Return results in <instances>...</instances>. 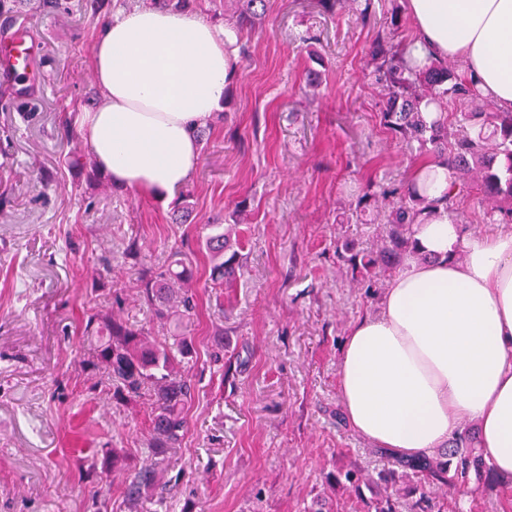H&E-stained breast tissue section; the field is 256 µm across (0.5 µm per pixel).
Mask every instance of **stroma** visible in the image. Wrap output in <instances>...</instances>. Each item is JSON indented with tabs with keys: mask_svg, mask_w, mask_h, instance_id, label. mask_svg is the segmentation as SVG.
<instances>
[{
	"mask_svg": "<svg viewBox=\"0 0 512 512\" xmlns=\"http://www.w3.org/2000/svg\"><path fill=\"white\" fill-rule=\"evenodd\" d=\"M61 3L22 23L41 81L0 100V512H92L97 486L107 512H155L157 493L135 508L125 500L132 465L170 485L169 512H303L325 492L324 473L384 462L337 426L336 371L351 324L379 311L390 278L364 291L334 245L379 241V215L357 198L408 182L416 161L380 122L384 92L367 56L391 14L411 39L405 0H372L367 23L349 9L322 14L314 0H269L262 26L241 34L245 53L186 185L194 212L183 226L170 221L173 204L74 184L60 164L66 110L99 101L90 68L103 23L79 0ZM213 223L243 273L224 290H197L188 432L155 455L145 445L151 398L112 397L83 370L81 320L109 304L162 340L139 270L167 263L184 240L206 267L198 245ZM132 236L137 269L123 258ZM219 337L229 376L209 361ZM111 448L127 467L105 464Z\"/></svg>",
	"mask_w": 512,
	"mask_h": 512,
	"instance_id": "1",
	"label": "stroma"
}]
</instances>
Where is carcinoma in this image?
<instances>
[{
	"instance_id": "1",
	"label": "carcinoma",
	"mask_w": 512,
	"mask_h": 512,
	"mask_svg": "<svg viewBox=\"0 0 512 512\" xmlns=\"http://www.w3.org/2000/svg\"><path fill=\"white\" fill-rule=\"evenodd\" d=\"M213 0H149L147 6L173 7L207 13L217 22L221 15L207 8ZM236 10L224 24L236 32L258 25L264 16L266 0H234ZM58 0H0V16L17 18L34 9L49 12ZM399 22L390 17L388 31L376 33L370 45V65L376 82L383 87L384 102L380 120L397 139L428 154L448 168L452 177L448 194L431 200L426 196L428 181L407 187L398 201L387 193L365 192L359 204L384 210L385 235L380 244L358 250L350 242L336 244V257L355 270L361 287H374L377 274L395 270L415 246L414 226L424 211L443 205L448 218L457 221L461 200L472 192L490 206L488 223L512 224V112L499 110L477 86L460 75L455 65L433 58L414 60L406 55L407 43L395 40ZM434 107L444 117L426 121L423 110ZM58 135L71 146L68 166L79 177L99 183L106 175L97 167H87L76 157L72 127L64 123ZM205 240L209 259L205 287L222 288L236 280L238 253L224 257L229 244L221 224L210 225ZM193 253L177 251L174 260L142 273L140 293L153 315L173 324L174 342L152 341L144 329L112 312L101 309L85 316L83 335L94 338L91 356L80 360L83 368L101 374L100 384L118 395L139 396L152 391L153 416L147 447L162 454L180 445L188 429L185 407L193 396L190 362L196 355L189 324L198 314V296ZM489 470L486 452L467 428L448 447L432 455L396 457L392 464L372 474L346 469L325 476L327 487L351 490L363 508L358 512H440L436 491L454 488L472 493L483 487L482 476ZM155 474L140 468L130 474L125 497L136 503L143 489L151 488ZM372 490L365 498L361 485Z\"/></svg>"
}]
</instances>
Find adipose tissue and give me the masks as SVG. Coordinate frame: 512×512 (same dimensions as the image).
I'll use <instances>...</instances> for the list:
<instances>
[{
  "instance_id": "obj_1",
  "label": "adipose tissue",
  "mask_w": 512,
  "mask_h": 512,
  "mask_svg": "<svg viewBox=\"0 0 512 512\" xmlns=\"http://www.w3.org/2000/svg\"><path fill=\"white\" fill-rule=\"evenodd\" d=\"M416 57L458 61L512 110V0H406ZM233 31L198 13L130 8L96 36V107L77 129L114 184L171 199L192 177L208 125L237 68ZM415 251L381 310L343 342L337 387L346 420L376 446L414 457L476 424L495 475L512 479V227L471 237L440 208L415 228ZM464 261H457V254Z\"/></svg>"
}]
</instances>
